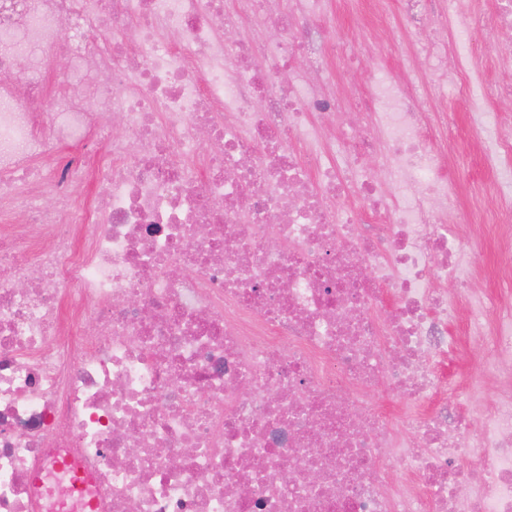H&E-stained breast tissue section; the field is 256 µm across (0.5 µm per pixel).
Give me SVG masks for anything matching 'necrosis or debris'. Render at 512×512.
Segmentation results:
<instances>
[{"mask_svg": "<svg viewBox=\"0 0 512 512\" xmlns=\"http://www.w3.org/2000/svg\"><path fill=\"white\" fill-rule=\"evenodd\" d=\"M398 4L367 53L458 82L512 224V0ZM332 31L330 0H0V512H512V306L409 82L339 111ZM465 307L478 410L440 371Z\"/></svg>", "mask_w": 512, "mask_h": 512, "instance_id": "4bbe7bcc", "label": "necrosis or debris"}]
</instances>
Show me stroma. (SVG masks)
I'll list each match as a JSON object with an SVG mask.
<instances>
[{"label": "stroma", "instance_id": "35a3bbf8", "mask_svg": "<svg viewBox=\"0 0 512 512\" xmlns=\"http://www.w3.org/2000/svg\"><path fill=\"white\" fill-rule=\"evenodd\" d=\"M336 30L355 50L378 37L370 0H360L358 11L354 14L337 8ZM405 77L414 83L416 99L422 110H437L448 115L447 135L456 142V161L465 176V183L457 197L474 210L476 222L472 233L480 241L473 257L476 275L472 286L494 299L512 302V275L504 271L508 260L500 252L501 233L493 222L497 205L491 186L495 177L486 172L481 164V146L473 136L468 107L460 95L457 82H447L435 93L430 89L426 71L407 69L395 59L364 57L359 61L355 85L339 92L341 106L343 110H350L351 100L358 90L369 87L378 79L398 81Z\"/></svg>", "mask_w": 512, "mask_h": 512}]
</instances>
